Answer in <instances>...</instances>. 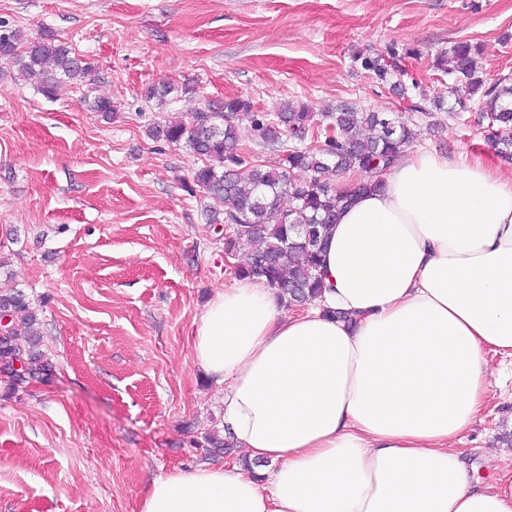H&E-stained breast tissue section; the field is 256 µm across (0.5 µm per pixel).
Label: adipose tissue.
Masks as SVG:
<instances>
[{
	"instance_id": "ef3b65f1",
	"label": "adipose tissue",
	"mask_w": 512,
	"mask_h": 512,
	"mask_svg": "<svg viewBox=\"0 0 512 512\" xmlns=\"http://www.w3.org/2000/svg\"><path fill=\"white\" fill-rule=\"evenodd\" d=\"M358 182L306 311L238 277L196 319L243 458L156 477L139 512H512V453L480 487L454 447L486 409L488 354L512 356V170L410 149Z\"/></svg>"
}]
</instances>
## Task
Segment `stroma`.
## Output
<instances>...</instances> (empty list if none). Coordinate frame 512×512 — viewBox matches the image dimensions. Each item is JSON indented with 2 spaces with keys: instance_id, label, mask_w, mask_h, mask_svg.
<instances>
[{
  "instance_id": "obj_1",
  "label": "stroma",
  "mask_w": 512,
  "mask_h": 512,
  "mask_svg": "<svg viewBox=\"0 0 512 512\" xmlns=\"http://www.w3.org/2000/svg\"><path fill=\"white\" fill-rule=\"evenodd\" d=\"M0 19L89 59L115 110L103 118L70 85L46 99L0 58V289L28 295L51 363L0 372V512H139L157 476L228 459L201 446L223 393L191 342L246 252L225 255L212 199L187 190L200 159L151 124L228 97L262 112L347 104L397 112L416 146L499 161L477 104L435 110L448 76L433 62L466 42L487 82L512 79V0H0ZM392 45L411 52L392 84L354 61ZM187 80L194 93L164 109L145 98ZM488 367L489 409L458 444L483 483L512 432V358Z\"/></svg>"
}]
</instances>
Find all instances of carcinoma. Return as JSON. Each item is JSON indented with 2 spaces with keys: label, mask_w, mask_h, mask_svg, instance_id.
I'll return each mask as SVG.
<instances>
[{
  "label": "carcinoma",
  "mask_w": 512,
  "mask_h": 512,
  "mask_svg": "<svg viewBox=\"0 0 512 512\" xmlns=\"http://www.w3.org/2000/svg\"><path fill=\"white\" fill-rule=\"evenodd\" d=\"M473 46L454 44L435 59L433 67L448 74V97L464 106L463 97L481 103L483 117L493 130L497 153L512 160V82L506 78L486 85L472 57ZM410 51L392 46L388 58L359 55L355 61L386 83L393 77L395 61ZM0 58L20 66L22 75L34 81L37 90L52 99L58 86H86L94 65L60 41L50 31L28 37L20 29L0 22ZM241 112L252 114L250 130L235 123ZM324 139L320 148L303 146L312 130ZM157 141L184 143L203 160L193 175V184L223 204L210 210L208 221L227 228L224 251L237 252L243 242L257 243L248 261L236 268L237 275L263 278L279 289L287 306L307 304L323 288L320 274L327 226L336 217L348 194L339 190L336 176L360 171L370 180L357 190L377 187L371 178L389 170L417 137L415 129L394 112L356 110L338 105L321 120L305 104L288 102L269 115L253 111L250 101L227 98L222 105L192 113L189 122L171 121L149 130ZM263 146L293 142L273 165L259 164L245 139ZM291 200L283 205L284 199ZM10 318L0 333V372L13 373L21 361L25 372L37 374L47 367L41 350L36 310L21 290L0 293V319ZM203 448L227 453L234 443L214 432L204 437Z\"/></svg>",
  "instance_id": "1"
}]
</instances>
